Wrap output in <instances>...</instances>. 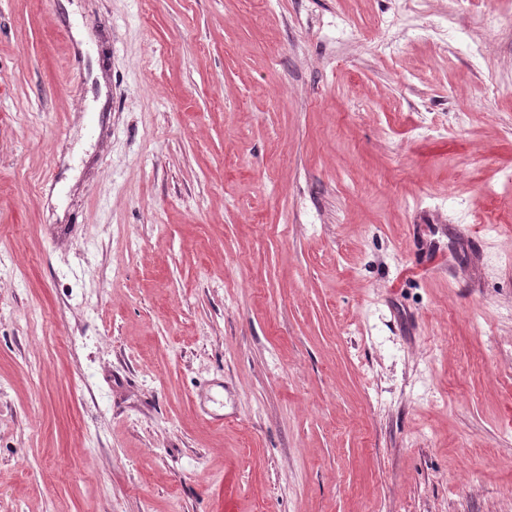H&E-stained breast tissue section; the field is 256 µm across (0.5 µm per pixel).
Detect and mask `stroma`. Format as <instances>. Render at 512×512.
<instances>
[{
    "instance_id": "1",
    "label": "stroma",
    "mask_w": 512,
    "mask_h": 512,
    "mask_svg": "<svg viewBox=\"0 0 512 512\" xmlns=\"http://www.w3.org/2000/svg\"><path fill=\"white\" fill-rule=\"evenodd\" d=\"M507 8L0 0V512H512Z\"/></svg>"
}]
</instances>
